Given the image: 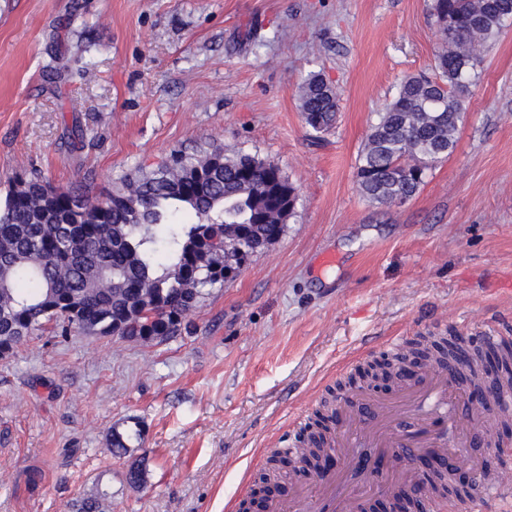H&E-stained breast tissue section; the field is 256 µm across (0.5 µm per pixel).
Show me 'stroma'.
I'll use <instances>...</instances> for the list:
<instances>
[{"mask_svg": "<svg viewBox=\"0 0 512 512\" xmlns=\"http://www.w3.org/2000/svg\"><path fill=\"white\" fill-rule=\"evenodd\" d=\"M431 0H0V197L15 177L106 198L178 151L277 164L299 190L281 238L164 342L45 332L0 358V512H237L271 450L313 423L390 336L473 343L512 318V27L489 50L454 152L399 204L364 199L369 129L432 74ZM259 34L260 43L250 41ZM322 73L335 126L297 87ZM140 425L146 483L108 451ZM299 109L304 124L316 133L328 132L336 123L339 94L321 74L310 72L298 86ZM109 495L106 490L98 489L91 494L80 496L72 502V512H105V501Z\"/></svg>", "mask_w": 512, "mask_h": 512, "instance_id": "stroma-1", "label": "stroma"}]
</instances>
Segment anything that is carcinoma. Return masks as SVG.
<instances>
[{
  "label": "carcinoma",
  "instance_id": "1",
  "mask_svg": "<svg viewBox=\"0 0 512 512\" xmlns=\"http://www.w3.org/2000/svg\"><path fill=\"white\" fill-rule=\"evenodd\" d=\"M441 47L433 78L404 77L371 127L356 168L359 193L378 205L402 203L424 183L430 163L455 149L472 87L485 56L512 25V0H433ZM304 124L329 131L339 94L311 72L298 86ZM298 193L280 168L221 148L172 154L158 168L128 179L104 208L61 191L38 175H19L0 202V345L12 350L53 323L65 336L75 326L92 336L163 342L179 335L205 291L224 285V271L245 258L224 248V234L242 231L243 247L277 240L294 215ZM460 346L432 344L418 352L456 358ZM474 387H512V353L488 349L462 363ZM331 435L309 436L311 463ZM141 430L110 429L113 457L131 455ZM129 485L144 484L134 460ZM108 492L72 502L71 512H105Z\"/></svg>",
  "mask_w": 512,
  "mask_h": 512
}]
</instances>
